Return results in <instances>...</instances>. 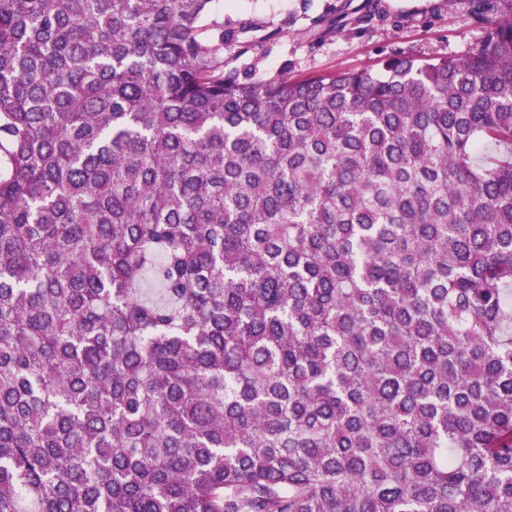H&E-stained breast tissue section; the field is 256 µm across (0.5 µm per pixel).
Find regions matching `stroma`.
Here are the masks:
<instances>
[{
	"label": "stroma",
	"mask_w": 512,
	"mask_h": 512,
	"mask_svg": "<svg viewBox=\"0 0 512 512\" xmlns=\"http://www.w3.org/2000/svg\"><path fill=\"white\" fill-rule=\"evenodd\" d=\"M224 65L240 79L374 67L387 56L464 57L484 40L470 0H213Z\"/></svg>",
	"instance_id": "35a3bbf8"
}]
</instances>
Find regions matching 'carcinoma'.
<instances>
[{
    "label": "carcinoma",
    "mask_w": 512,
    "mask_h": 512,
    "mask_svg": "<svg viewBox=\"0 0 512 512\" xmlns=\"http://www.w3.org/2000/svg\"><path fill=\"white\" fill-rule=\"evenodd\" d=\"M212 2L0 0V512H512V0L252 81Z\"/></svg>",
    "instance_id": "1"
}]
</instances>
